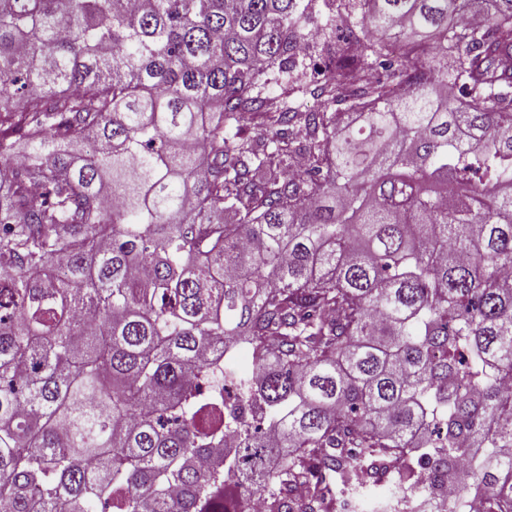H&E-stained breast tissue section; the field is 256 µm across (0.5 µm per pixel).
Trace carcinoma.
Instances as JSON below:
<instances>
[{
  "label": "carcinoma",
  "mask_w": 512,
  "mask_h": 512,
  "mask_svg": "<svg viewBox=\"0 0 512 512\" xmlns=\"http://www.w3.org/2000/svg\"><path fill=\"white\" fill-rule=\"evenodd\" d=\"M316 2L0 0L7 512H512V0Z\"/></svg>",
  "instance_id": "1"
}]
</instances>
